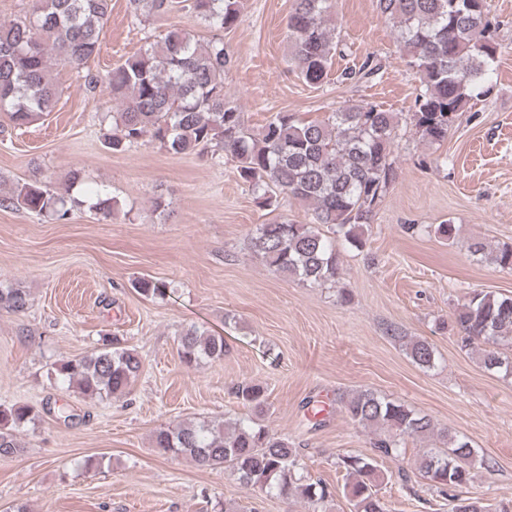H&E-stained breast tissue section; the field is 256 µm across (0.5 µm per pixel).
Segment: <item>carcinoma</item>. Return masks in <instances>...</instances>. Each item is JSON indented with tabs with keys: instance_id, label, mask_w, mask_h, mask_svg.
Here are the masks:
<instances>
[{
	"instance_id": "1",
	"label": "carcinoma",
	"mask_w": 512,
	"mask_h": 512,
	"mask_svg": "<svg viewBox=\"0 0 512 512\" xmlns=\"http://www.w3.org/2000/svg\"><path fill=\"white\" fill-rule=\"evenodd\" d=\"M31 12L0 22V110L20 129L52 112L59 86L52 75L56 63L83 69L100 50V34L112 0H31ZM379 13L392 21L402 57L419 82L412 114L419 139L436 144L448 138V111L460 113L489 91L499 46L496 25L486 0H376ZM173 0H130L134 21L160 19ZM189 9L215 30L238 22L241 0H190ZM332 0H294L288 17L293 69L308 83L320 84L328 74L340 41L330 25ZM149 47L113 68L107 83L112 126L104 147L122 153L149 138L174 155L225 156L239 177L268 206L286 194L309 206L308 224L291 220L260 224L248 246L274 272L297 277L310 287L334 283L343 274L341 249L360 248L364 227L385 195L394 174L398 148L395 116L376 105H347L322 120H305L277 112L257 132L246 127L243 113L230 100L224 75L233 66L224 39L200 40L191 31L168 27L151 33ZM51 192L37 180L14 186L0 207L21 208L57 222L70 219L82 201L70 193L72 183ZM480 260L512 270V246L491 249L481 240L468 244ZM146 297H164L166 285L142 278L136 282ZM30 297L21 288L0 283V311L20 316ZM456 324L462 347L485 345L481 357L489 371L512 376V294L472 291L458 307ZM418 366L432 369L434 346L421 339L398 337ZM182 363L193 368L224 358V337L194 325L178 334ZM143 363L134 349L108 344L80 359L62 360V382L76 385L88 397L125 392ZM232 394L252 407L249 420L182 421L161 428L153 437L162 454L189 456L202 469L224 468L237 481L281 498H300L312 508L333 496L321 482L296 479L301 450L263 423L265 388L252 382L233 386ZM354 425L370 431L375 456L344 455L339 466L348 481L343 491L352 512H387L378 496V459L400 457L408 437H430L436 424L404 403L371 389L356 390L341 400ZM35 420L26 404L0 405V460L20 456L24 448L16 431ZM446 449L423 452L416 470L436 491L449 498L450 512H489L477 498L463 495L476 465L489 466L467 438L446 430Z\"/></svg>"
}]
</instances>
